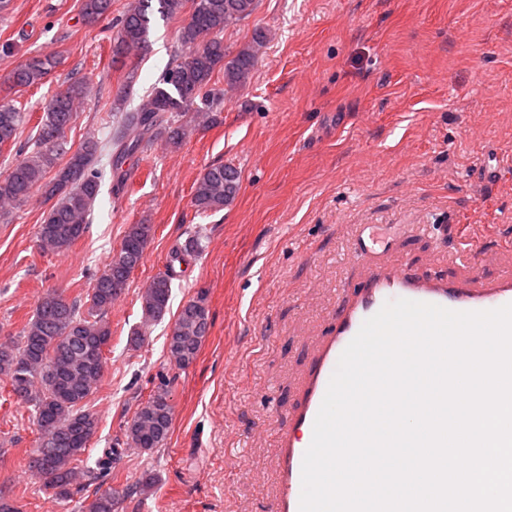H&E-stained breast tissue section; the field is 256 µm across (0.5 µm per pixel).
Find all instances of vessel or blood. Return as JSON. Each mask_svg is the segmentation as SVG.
Instances as JSON below:
<instances>
[{"label":"vessel or blood","instance_id":"b4317fda","mask_svg":"<svg viewBox=\"0 0 512 512\" xmlns=\"http://www.w3.org/2000/svg\"><path fill=\"white\" fill-rule=\"evenodd\" d=\"M392 241V236L380 235L375 225L353 227L350 257L359 273L343 283L325 329L311 341L310 362L299 378L295 405L279 434L272 512H299L303 456L312 441L313 423L330 378L362 323L385 302L409 299L454 311H485L512 304V269L486 277L453 251L448 260L457 265V273L438 275L418 270L404 259H388Z\"/></svg>","mask_w":512,"mask_h":512}]
</instances>
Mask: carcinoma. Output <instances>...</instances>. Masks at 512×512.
<instances>
[{"label":"carcinoma","instance_id":"carcinoma-1","mask_svg":"<svg viewBox=\"0 0 512 512\" xmlns=\"http://www.w3.org/2000/svg\"><path fill=\"white\" fill-rule=\"evenodd\" d=\"M256 0H131L118 19L113 37L112 63L126 66L145 49L155 17H183L178 41L181 50L162 72L147 99L133 109L112 107L106 118L107 133L89 136L77 147L66 139L76 109L88 93L83 78L70 80L46 105L33 148L6 173L0 174V211L5 212L40 193L54 204L38 225L37 237L45 251H67L92 222L103 171L116 182L114 198L120 200L126 160L161 140L178 148L195 126L216 120L224 91L245 84L268 34L254 31L245 46L230 54L224 47V29L250 17ZM112 12V0H81L80 14L92 25ZM54 54L19 65L12 86L43 83L57 66ZM224 72L225 89L211 81ZM25 113L9 102H0V148L16 144ZM240 188V173L230 165H211L194 184L192 204L200 214L218 211L230 204ZM152 236V225L131 224L118 250L112 253L102 273L87 293L86 312L81 305L56 291L45 293L20 335L0 342V380L9 395L31 407L38 434V448L28 462L31 476L60 498L81 474L84 455L97 428V418L87 402L103 374V361L91 351L110 343L112 331L106 315L127 288L116 283L114 271L140 265ZM182 252L171 254L165 272L155 276L139 295L143 322L162 319L169 310L172 293V263ZM210 328L209 309L203 294L180 309L167 336L170 356L181 367L192 364ZM172 428L168 390L159 388L138 404L125 430L131 446L151 452L163 447ZM116 448H105L86 473L107 475ZM120 492L95 498L89 512H115Z\"/></svg>","mask_w":512,"mask_h":512}]
</instances>
